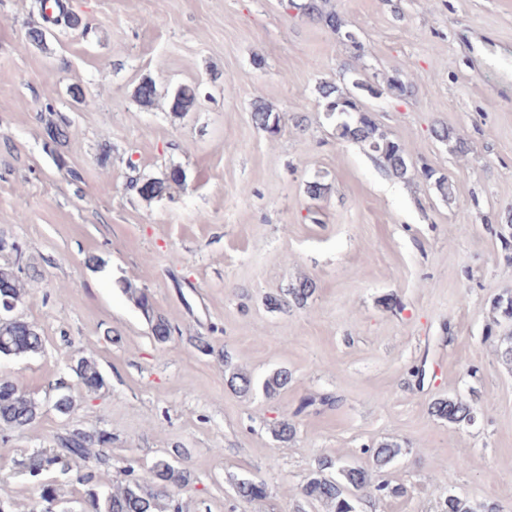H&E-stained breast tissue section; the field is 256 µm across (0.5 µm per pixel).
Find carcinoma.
Segmentation results:
<instances>
[{
	"mask_svg": "<svg viewBox=\"0 0 512 512\" xmlns=\"http://www.w3.org/2000/svg\"><path fill=\"white\" fill-rule=\"evenodd\" d=\"M289 6L298 10L302 16L312 22L321 23L332 32L355 40L351 31L344 28L343 21L334 11L324 9L322 0H289ZM43 22L53 26L75 29L81 19L64 0H54L51 15L43 16ZM353 88L351 95L345 94L338 86L324 84L319 93L324 100L325 111L336 126V137L342 141L360 143L376 158L386 172L400 180L409 178L412 165L405 146L381 131L372 115L364 111L362 94L372 89V83L366 81L357 70H351ZM386 90L398 98L412 95V84L402 78H393L387 82ZM197 100L196 89L189 86L179 87L170 99V109L176 113L188 112ZM252 121L264 131L274 133L278 130L279 116L267 106L254 102L251 111ZM422 177L432 183L441 196L448 201L455 200V189L451 180L433 169L421 170ZM166 181L179 183L184 181V173L179 168L171 169ZM164 181V182H166ZM164 182L151 179L135 180L132 187L146 199L159 196ZM22 268L0 266V358H19L37 355L44 349V338L36 325L13 315L27 294ZM122 291L140 310L151 327L154 339L164 344L171 336L169 321L156 311L152 298L144 290L129 283L122 285ZM314 283L305 278L287 289L286 297L270 299V304L278 307L287 301L298 306L304 305L314 294ZM77 380V385L87 393H96L105 388L106 382L93 358L81 354L69 366ZM290 372L285 368L273 371L265 378L262 389L266 396L272 397L288 386ZM227 386L235 393L246 394L254 386L250 374L236 368L228 369L225 375ZM54 409L62 414H70L76 405V396L68 386L56 387ZM41 403L21 389L14 381L0 377V430L23 429L41 415ZM431 413L450 424H472L477 416L476 404L459 398L437 399L431 404ZM56 443L60 454L48 455L35 451L18 461L22 472L34 480L38 491L40 512H50L61 502L59 484L55 480H44L42 475L52 466H60L62 474L70 472L75 465L83 467L96 461L106 464L109 458L94 453V449L103 448L112 443V435L97 428L72 427L57 435ZM402 453V446L395 441H383L372 449V459L376 467L382 468L393 462ZM190 474L187 469L174 465L169 458H160L147 470L145 475L136 476L127 482L101 494L95 489L87 490V501L91 512H182V504L169 494V488L188 484ZM371 491L389 496L404 494V488L396 485H372L369 472L359 466L324 457L318 460L315 470L302 487V495L308 501H315L326 507L327 512H356L354 496ZM237 495L247 500L261 499L266 496L263 483L243 480L236 484Z\"/></svg>",
	"mask_w": 512,
	"mask_h": 512,
	"instance_id": "cac0c4a2",
	"label": "carcinoma"
}]
</instances>
